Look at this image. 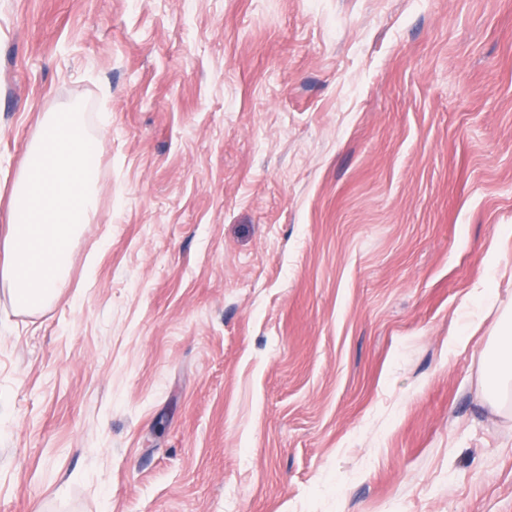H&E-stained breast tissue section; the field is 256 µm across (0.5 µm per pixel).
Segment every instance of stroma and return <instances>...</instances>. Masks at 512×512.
Here are the masks:
<instances>
[{"label":"stroma","mask_w":512,"mask_h":512,"mask_svg":"<svg viewBox=\"0 0 512 512\" xmlns=\"http://www.w3.org/2000/svg\"><path fill=\"white\" fill-rule=\"evenodd\" d=\"M102 136L46 311L0 281V512H512V0H0V238ZM512 308L502 314L484 351L482 384L496 408L512 407Z\"/></svg>","instance_id":"1"}]
</instances>
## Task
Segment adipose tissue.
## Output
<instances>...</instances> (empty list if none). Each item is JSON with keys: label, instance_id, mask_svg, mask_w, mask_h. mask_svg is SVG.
Here are the masks:
<instances>
[{"label": "adipose tissue", "instance_id": "ef3b65f1", "mask_svg": "<svg viewBox=\"0 0 512 512\" xmlns=\"http://www.w3.org/2000/svg\"><path fill=\"white\" fill-rule=\"evenodd\" d=\"M483 390L494 407L512 406V315L501 316L484 351Z\"/></svg>", "mask_w": 512, "mask_h": 512}]
</instances>
